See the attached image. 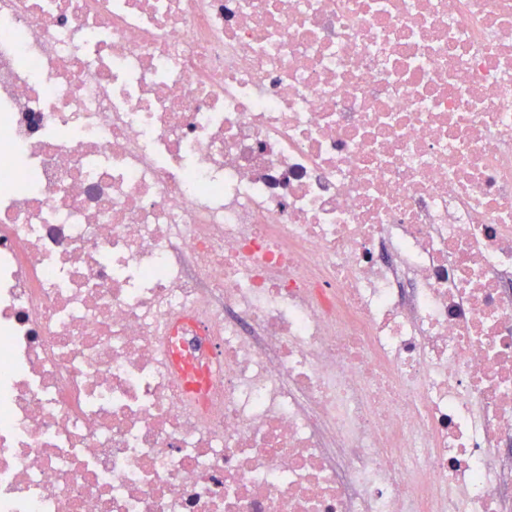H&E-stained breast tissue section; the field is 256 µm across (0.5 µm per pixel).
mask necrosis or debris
<instances>
[{
    "label": "necrosis or debris",
    "instance_id": "4bbe7bcc",
    "mask_svg": "<svg viewBox=\"0 0 512 512\" xmlns=\"http://www.w3.org/2000/svg\"><path fill=\"white\" fill-rule=\"evenodd\" d=\"M0 512H512V0H0Z\"/></svg>",
    "mask_w": 512,
    "mask_h": 512
}]
</instances>
